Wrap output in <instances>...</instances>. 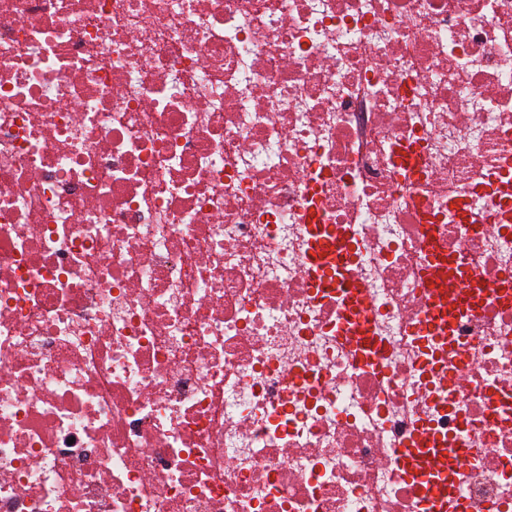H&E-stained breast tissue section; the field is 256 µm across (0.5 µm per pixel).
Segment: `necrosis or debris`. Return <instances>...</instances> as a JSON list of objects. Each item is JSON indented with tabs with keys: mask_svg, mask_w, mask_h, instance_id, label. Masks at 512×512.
Instances as JSON below:
<instances>
[{
	"mask_svg": "<svg viewBox=\"0 0 512 512\" xmlns=\"http://www.w3.org/2000/svg\"><path fill=\"white\" fill-rule=\"evenodd\" d=\"M0 512H512V0H0ZM448 267L441 266L434 271L435 288L433 289L434 305L441 313L442 322L448 320V311L459 306L462 296L467 292V282L462 274L457 275V288L454 293L448 292Z\"/></svg>",
	"mask_w": 512,
	"mask_h": 512,
	"instance_id": "1",
	"label": "necrosis or debris"
}]
</instances>
